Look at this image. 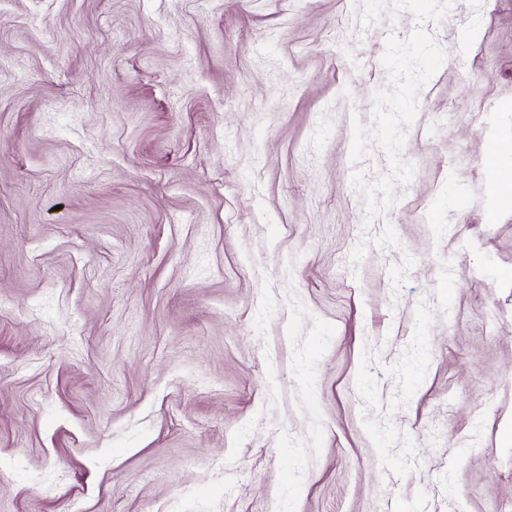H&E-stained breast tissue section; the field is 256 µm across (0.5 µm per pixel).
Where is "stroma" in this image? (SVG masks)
Returning <instances> with one entry per match:
<instances>
[{"label": "stroma", "instance_id": "obj_1", "mask_svg": "<svg viewBox=\"0 0 512 512\" xmlns=\"http://www.w3.org/2000/svg\"><path fill=\"white\" fill-rule=\"evenodd\" d=\"M512 0H0V512H512ZM498 155L494 165L488 167V177L495 185L496 192L490 207L493 209L497 204L507 201L512 203V151L498 144Z\"/></svg>", "mask_w": 512, "mask_h": 512}]
</instances>
